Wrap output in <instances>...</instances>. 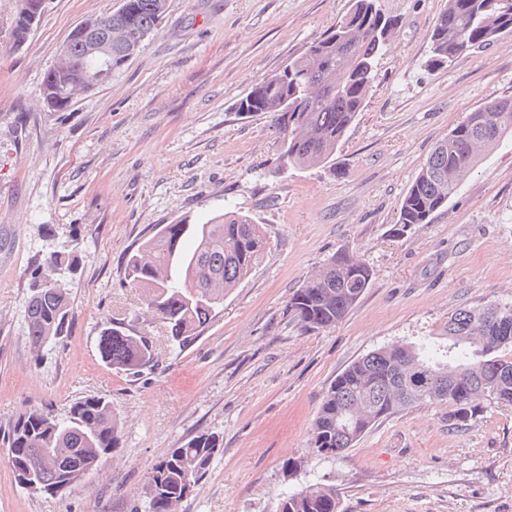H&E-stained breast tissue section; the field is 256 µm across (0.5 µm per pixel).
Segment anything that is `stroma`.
Returning <instances> with one entry per match:
<instances>
[{
	"instance_id": "obj_1",
	"label": "stroma",
	"mask_w": 512,
	"mask_h": 512,
	"mask_svg": "<svg viewBox=\"0 0 512 512\" xmlns=\"http://www.w3.org/2000/svg\"><path fill=\"white\" fill-rule=\"evenodd\" d=\"M119 0H47L13 50L16 0H0V431L27 408L64 416L79 397L112 402L121 444L72 490L19 487L0 447V512H147L152 466L202 432L214 457L179 512H279L285 494L336 486L341 512H512V407L456 425L424 403L377 422L334 457L311 428L333 379L381 347L434 339L455 311L512 304V141L478 163L429 223L397 232L402 201L434 146L469 112L512 98V33L429 66L445 0H381L399 22L363 112L334 161L279 160L263 114L237 112L261 79L304 52L349 0H169L158 30L111 79L65 111L41 100L43 76L83 20ZM232 206L269 246L200 336L173 346L145 313L123 263L159 224L205 222ZM78 238L72 328L34 364L24 335L25 273L49 244ZM346 252L372 280L335 325L307 331L292 293ZM136 325L155 365L107 366L103 328ZM297 461L290 470L289 461Z\"/></svg>"
}]
</instances>
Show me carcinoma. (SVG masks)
Here are the masks:
<instances>
[{
	"label": "carcinoma",
	"instance_id": "obj_1",
	"mask_svg": "<svg viewBox=\"0 0 512 512\" xmlns=\"http://www.w3.org/2000/svg\"><path fill=\"white\" fill-rule=\"evenodd\" d=\"M25 0L10 31L12 48L21 49L32 27L21 23ZM348 11L327 33L284 70L256 83L237 111L271 117L281 135L280 160L306 168L330 161L364 107L376 62L397 25L379 0H350ZM168 9V0H124L95 17L112 24V69L130 56V42L152 34ZM512 32V0H446L431 31L430 64L442 66L457 55L484 48ZM60 51L73 66L64 74H45L53 89V111L72 106L70 90L89 91L109 79L93 77L86 42L68 37ZM512 138V99L491 101L473 111L438 142L408 190L398 223L426 224L455 194L476 162V150L493 149ZM268 240L253 218L240 211L214 215L204 224L186 217L162 224L126 255L124 281L142 290L145 308L162 320L178 347L191 344L210 321L224 296L245 280L264 256ZM78 266L76 251L61 247L34 255L28 269L24 335L40 364L45 346L69 334L68 275ZM372 278L371 268L347 254L331 257L323 269L298 288L288 308L306 330L342 320ZM443 342L402 343L374 350L352 362L327 389L312 425V447L324 457L340 454L378 421L422 403H446L449 419L466 423L485 410L484 397L512 406V305L489 303L460 309L448 319ZM98 352L109 367L139 375L154 366L150 337L120 325L105 327ZM8 448L15 481L33 494L58 483L72 489L107 460L119 445L112 402L98 396L75 400L59 418L29 408L0 437ZM221 443L202 432L156 462L144 488L148 512H173L186 483L198 484ZM279 512H340L333 485L315 483L286 494Z\"/></svg>",
	"mask_w": 512,
	"mask_h": 512
}]
</instances>
